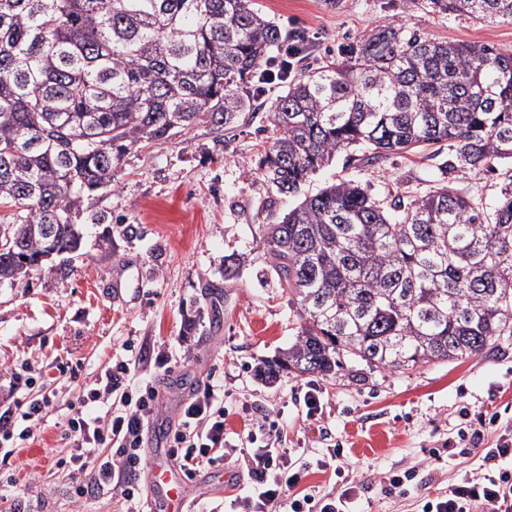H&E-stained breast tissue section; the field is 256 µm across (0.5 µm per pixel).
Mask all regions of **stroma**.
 Masks as SVG:
<instances>
[{
  "label": "stroma",
  "instance_id": "1",
  "mask_svg": "<svg viewBox=\"0 0 512 512\" xmlns=\"http://www.w3.org/2000/svg\"><path fill=\"white\" fill-rule=\"evenodd\" d=\"M282 31L304 29L314 39L295 64L301 72L350 56L378 28L404 36L512 48V22L485 23L445 14L429 0H254ZM286 88L265 86L231 133L198 124L166 141L143 142L114 163V182L83 197L71 214L83 239L77 253L61 255L27 280L0 284V365H28L42 376L50 399L34 442L13 459L28 512H73L67 484L50 464L66 445L69 403L113 360L125 343L142 346L138 377L163 389L151 418L161 430L174 426L184 399L207 381L224 382V434L236 441L250 422L270 418L277 435L258 431L278 448H300L307 461L342 445L334 465L310 469L305 483L316 493L354 486L351 512H419L425 499L447 493L457 477L479 467L463 452L464 433L481 415H497L484 433L493 445L512 433V336L480 355L427 363L405 371L382 370L348 360L324 376L286 375L269 385L255 369L299 334L298 306L283 292L258 226L282 217L296 201L274 196L255 162L273 142L272 105ZM504 162L473 175L442 174L438 158L422 152L381 167L336 163L314 178V187L343 177L370 185L382 200L417 195L438 181L493 198ZM165 353L170 371L158 370ZM79 365L77 377L59 363ZM320 392L321 410L307 415L304 395ZM441 449L440 459L429 452ZM228 470L241 480L219 485L216 470L189 480L188 512H211L226 496L257 487L244 462ZM412 471L414 491L391 493V474Z\"/></svg>",
  "mask_w": 512,
  "mask_h": 512
}]
</instances>
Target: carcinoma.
Returning a JSON list of instances; mask_svg holds the SVG:
<instances>
[{
    "label": "carcinoma",
    "mask_w": 512,
    "mask_h": 512,
    "mask_svg": "<svg viewBox=\"0 0 512 512\" xmlns=\"http://www.w3.org/2000/svg\"><path fill=\"white\" fill-rule=\"evenodd\" d=\"M429 3L512 21V0ZM282 41L251 0H0V283L80 249L72 208L112 185L124 150L199 122L232 129ZM271 124L258 169L301 201L258 231L303 325L266 379L347 357L393 371L466 360L512 336V166L490 203L448 186L388 203L346 179L305 190L342 153L379 165L446 142L441 168L476 174L512 160V49L385 26L289 80Z\"/></svg>",
    "instance_id": "1"
}]
</instances>
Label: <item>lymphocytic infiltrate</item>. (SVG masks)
I'll return each instance as SVG.
<instances>
[{"mask_svg":"<svg viewBox=\"0 0 512 512\" xmlns=\"http://www.w3.org/2000/svg\"><path fill=\"white\" fill-rule=\"evenodd\" d=\"M138 365L133 356L113 362L71 404L67 426L75 445L52 466L68 481L79 512H92L96 498L115 489L127 502V512H142L141 488L131 477L145 466L143 434L159 392L137 387ZM48 405V399L28 396L0 407V470L9 468L17 442L33 439ZM244 439L251 447L248 471L260 489L252 497L231 498L227 512H346L350 490L317 496L304 485L310 462L258 445L254 432ZM472 439L481 447L480 474L461 475L445 496L426 501L421 512H512V437L499 436L491 448L483 447L480 431H473ZM166 443L168 457L190 480L237 455L224 436L223 384L206 383L181 404Z\"/></svg>","mask_w":512,"mask_h":512,"instance_id":"obj_1","label":"lymphocytic infiltrate"}]
</instances>
